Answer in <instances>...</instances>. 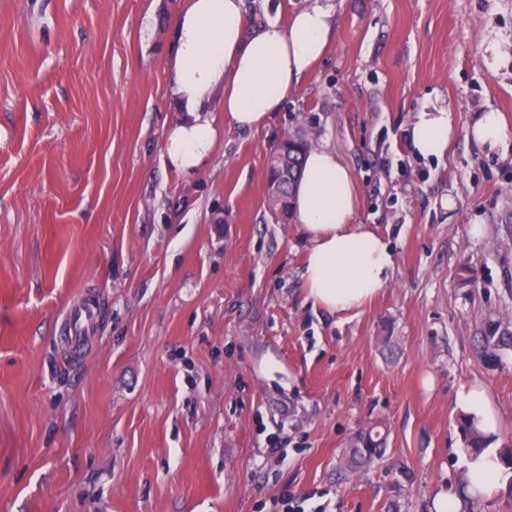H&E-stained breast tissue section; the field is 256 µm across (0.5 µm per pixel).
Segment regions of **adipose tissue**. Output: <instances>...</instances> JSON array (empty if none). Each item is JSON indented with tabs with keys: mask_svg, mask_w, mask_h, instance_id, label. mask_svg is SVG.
<instances>
[{
	"mask_svg": "<svg viewBox=\"0 0 512 512\" xmlns=\"http://www.w3.org/2000/svg\"><path fill=\"white\" fill-rule=\"evenodd\" d=\"M175 43L168 61L172 94L185 119L170 132L166 152L179 170L199 167L210 155L216 130L208 114L216 88L221 110L234 125L258 130L279 111L289 90L311 72L336 33L334 6L312 0L287 23L253 25L244 0H187L174 18ZM455 127L447 107L429 100L407 129L414 155L426 158L447 149ZM470 133L480 145L512 151V135L501 112L481 113ZM354 178L325 145L309 149L293 194L294 213L309 234L302 279L315 305L332 314L349 313L372 301L389 283L395 265L390 244L370 225L353 220ZM457 406L493 434L498 413L487 391H461ZM504 470L495 447L468 461L461 492L441 491L431 512H462L465 502L492 497Z\"/></svg>",
	"mask_w": 512,
	"mask_h": 512,
	"instance_id": "ef3b65f1",
	"label": "adipose tissue"
}]
</instances>
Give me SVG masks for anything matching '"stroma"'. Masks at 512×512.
<instances>
[{"mask_svg":"<svg viewBox=\"0 0 512 512\" xmlns=\"http://www.w3.org/2000/svg\"><path fill=\"white\" fill-rule=\"evenodd\" d=\"M184 4L0 0V512H430L462 483V387L512 448V154L470 134L490 109L512 127V0H333L314 70L261 130L215 112L190 172L166 153ZM430 97L455 134L419 158ZM287 132L335 151L395 252L358 311L308 300V235L266 208ZM87 291L73 364L59 326ZM375 422L383 460L348 470ZM457 406L459 410L475 417L479 429L486 434H494L498 429V413L487 391L481 386L474 385L459 393Z\"/></svg>","mask_w":512,"mask_h":512,"instance_id":"stroma-1","label":"stroma"}]
</instances>
